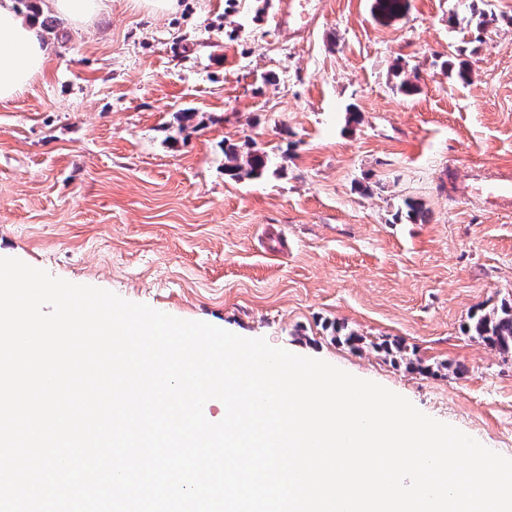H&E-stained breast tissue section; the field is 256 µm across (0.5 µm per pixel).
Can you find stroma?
I'll return each instance as SVG.
<instances>
[{
  "label": "stroma",
  "instance_id": "1",
  "mask_svg": "<svg viewBox=\"0 0 512 512\" xmlns=\"http://www.w3.org/2000/svg\"><path fill=\"white\" fill-rule=\"evenodd\" d=\"M34 5L48 61L0 102L5 254L324 360L512 458V355L464 331L512 301V206L467 190L512 174V0H410L390 25L307 0L300 34L288 0H109L82 25ZM457 56L469 83L440 67ZM228 142L271 166L230 177ZM396 340L421 369L375 349Z\"/></svg>",
  "mask_w": 512,
  "mask_h": 512
}]
</instances>
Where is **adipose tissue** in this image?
Returning a JSON list of instances; mask_svg holds the SVG:
<instances>
[{"label": "adipose tissue", "instance_id": "1", "mask_svg": "<svg viewBox=\"0 0 512 512\" xmlns=\"http://www.w3.org/2000/svg\"><path fill=\"white\" fill-rule=\"evenodd\" d=\"M47 58L37 20L19 0H0V101L22 94Z\"/></svg>", "mask_w": 512, "mask_h": 512}]
</instances>
